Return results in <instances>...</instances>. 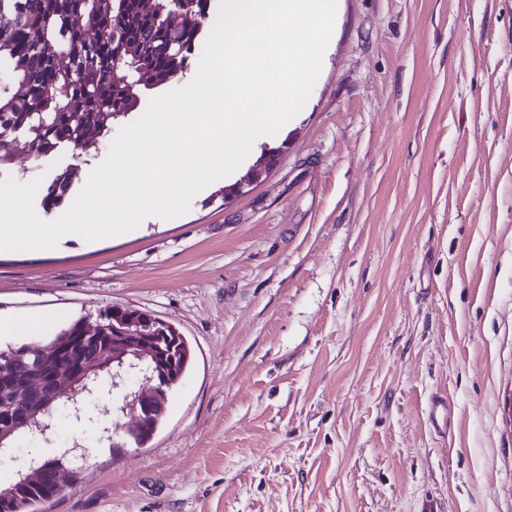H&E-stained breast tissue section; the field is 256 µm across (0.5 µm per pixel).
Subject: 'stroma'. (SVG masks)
<instances>
[{
    "mask_svg": "<svg viewBox=\"0 0 512 512\" xmlns=\"http://www.w3.org/2000/svg\"><path fill=\"white\" fill-rule=\"evenodd\" d=\"M86 161L17 159L20 182ZM224 199L115 238L0 251V314L175 326L193 363L144 446L111 402L59 410L15 464L72 449L43 512H512V0H339L303 109ZM454 416L426 422L432 396Z\"/></svg>",
    "mask_w": 512,
    "mask_h": 512,
    "instance_id": "35a3bbf8",
    "label": "stroma"
}]
</instances>
